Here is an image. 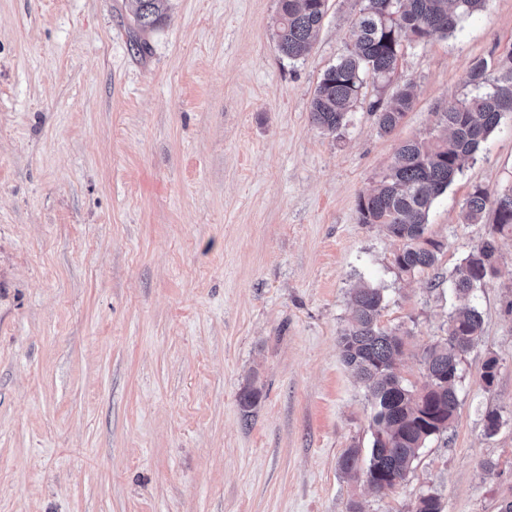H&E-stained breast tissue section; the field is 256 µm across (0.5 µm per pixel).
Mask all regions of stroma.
<instances>
[{
  "mask_svg": "<svg viewBox=\"0 0 512 512\" xmlns=\"http://www.w3.org/2000/svg\"><path fill=\"white\" fill-rule=\"evenodd\" d=\"M167 7L141 34L130 0H0V512H410L427 491L443 512H499L512 232L474 300L483 334L456 420L394 488L339 469L371 448L373 406L337 338L352 290L381 289V326L411 333L400 374L425 383L422 350L457 306L451 276L492 229L465 223V201L512 187V114L435 200L432 267L399 273L401 242L362 223L358 201L402 142L433 136L473 61L512 47V0L405 42L398 80L415 98L388 135L370 84L336 133L310 117L357 0H328L297 60L270 36L278 0ZM249 382L261 394L246 413Z\"/></svg>",
  "mask_w": 512,
  "mask_h": 512,
  "instance_id": "1",
  "label": "stroma"
}]
</instances>
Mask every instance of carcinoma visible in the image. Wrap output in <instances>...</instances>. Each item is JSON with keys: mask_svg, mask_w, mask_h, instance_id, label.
Here are the masks:
<instances>
[{"mask_svg": "<svg viewBox=\"0 0 512 512\" xmlns=\"http://www.w3.org/2000/svg\"><path fill=\"white\" fill-rule=\"evenodd\" d=\"M271 38L290 60L305 56L327 11V0H278ZM359 11L350 38L353 49L323 73L310 103L312 122L327 133L345 126L360 100L364 78L382 85L398 75L404 42H427L453 33L467 16L482 11L487 0H357ZM166 0H132L134 24L141 32L154 29L164 18ZM470 94L437 113L438 133L430 140L399 145L392 164L376 186L360 196L362 222L381 224L403 242L394 256L401 273L432 267L439 244L425 237L434 201L455 181L502 117L512 113V49L501 54L495 72L486 62H474L468 71ZM414 96L409 86L399 88L388 103L378 97L370 103L377 126L391 133L410 110ZM492 215L495 231L512 230V192L493 194L477 186L465 202L464 220L479 223ZM500 250L491 237L474 248L456 268L451 283L466 304L450 316L452 332L426 346L422 364L425 384L417 389L403 383L396 359L403 352L404 335L379 325L383 295L378 288H357L350 297L351 316L338 339L344 364L369 392L376 409L374 440L366 468L359 451L348 449L340 469L346 475L364 472L365 478L398 485L405 481L427 441L448 430L457 409V380L462 357L479 342L482 315L472 304L474 293L497 277ZM260 390L247 384L239 403L247 412L258 402ZM414 512H442L439 497L426 493Z\"/></svg>", "mask_w": 512, "mask_h": 512, "instance_id": "obj_1", "label": "carcinoma"}]
</instances>
